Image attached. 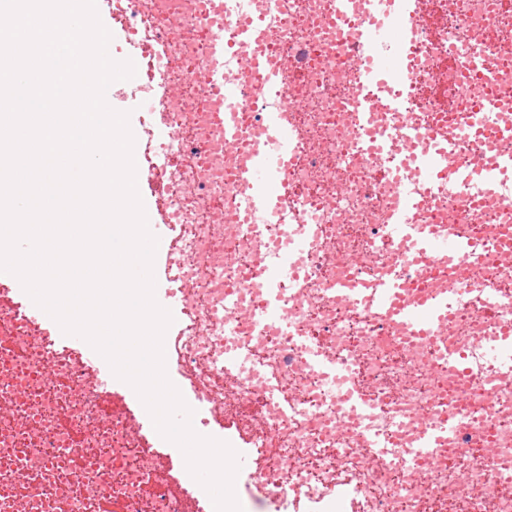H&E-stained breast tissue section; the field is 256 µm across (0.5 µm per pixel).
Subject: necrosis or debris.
<instances>
[{
    "label": "necrosis or debris",
    "instance_id": "4bbe7bcc",
    "mask_svg": "<svg viewBox=\"0 0 512 512\" xmlns=\"http://www.w3.org/2000/svg\"><path fill=\"white\" fill-rule=\"evenodd\" d=\"M224 0V34L244 16L260 17L258 49L288 66L278 87L260 101L245 99L249 131L263 114L288 108L299 133L288 173L294 194L274 212L244 225L238 209L245 188L229 178L236 160L201 163L197 138H215L204 109L202 66L208 31L196 0H103L114 26L151 46L147 76L132 94L150 96L155 115L143 117L134 154L157 165L165 181V213L173 227L165 279L190 284L166 332L167 364L204 402L217 424H230L256 460L250 481L255 512H336L339 489L350 512H512V373L478 358L475 337H495L512 325V264L497 240L512 234L501 205L512 202V173L498 181L499 201L479 203V179L438 182L416 218L426 224H466L483 257L449 268L448 285L463 302L438 339L411 337L355 308L335 286L352 270L376 281L390 268L404 276L397 246L386 233L396 205L379 170L391 156L364 152L352 115L358 33L371 23L367 0ZM436 21L425 36L389 15L385 29L400 40L401 72L381 88L403 99L399 112H380L377 127L441 124L485 99L512 100V6L502 0H425ZM482 48L479 75L452 59ZM321 227L301 259V279L284 307L295 333H258L244 320L227 325L220 310L233 288L242 306L261 299L257 272L300 219ZM498 288L496 321L477 294ZM31 300L0 304V512H207L204 489L189 492L139 434L124 396L104 390L84 365L83 350L59 346L49 321L33 316ZM346 370L372 403L347 417L330 380L307 365L306 341ZM474 357L460 378L440 354L441 343ZM244 350L255 372L221 369L227 345ZM276 388L279 401L268 398ZM466 418L456 441L428 468L409 450L422 425L457 404ZM388 446L374 457V436Z\"/></svg>",
    "mask_w": 512,
    "mask_h": 512
}]
</instances>
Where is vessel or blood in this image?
<instances>
[{
    "label": "vessel or blood",
    "instance_id": "vessel-or-blood-1",
    "mask_svg": "<svg viewBox=\"0 0 512 512\" xmlns=\"http://www.w3.org/2000/svg\"><path fill=\"white\" fill-rule=\"evenodd\" d=\"M368 4L376 16L392 11L415 18L423 8V0H368ZM198 10L201 23L212 30L205 57L208 88L213 101L211 120L220 131L225 150L233 151L242 139V88L224 73V33L213 28L215 21L224 15V0H202ZM359 43L365 64L353 87L357 103L354 120L365 135L363 146L366 151L385 152L391 144H402L400 163L409 164L413 170L436 182L447 180L451 175L463 181L478 176L485 186L490 187L499 173L512 170V154L496 156L491 166L477 175L473 174L465 159L466 154L482 149L484 136L498 135V128L491 125L485 126L483 134H468L452 144L440 142L437 130L430 126L406 124L398 128L374 129L373 112L379 109L396 112L400 109L397 99L380 97L378 89L402 68L403 61L378 28H363L359 33ZM245 65L256 76L255 96L264 95L280 80L278 70L265 56L249 55ZM262 128L261 137L251 143L244 162L234 172L235 179L246 188L239 206L241 212L248 216L273 212L292 190L288 170L295 158L297 130L284 112L265 113ZM137 182L148 185L153 191L152 216L148 220L150 231L159 240H167L170 226L159 217L164 208L162 173L152 166H138ZM395 193L398 205L388 226V234L390 238L409 244L411 267H428L433 280L438 281L447 276L450 263L475 256L474 243L463 226L451 229L444 224L417 223L413 213L418 207V200L413 190L400 183L396 185ZM314 231V226H307L278 253L276 261L262 266L259 280L264 294L249 316L256 332L273 330L284 336L293 333L294 323L283 306V288L297 278L298 259L307 252ZM406 286L402 272L394 269L372 284L361 276H354L343 285L341 292L348 302L371 308L381 320L402 326L417 335L428 336L445 326L450 311L447 289L409 295L405 292ZM510 346L512 332L509 331L490 340L486 352L508 370L512 368V356L506 352ZM308 362L314 371L336 379L342 376L338 365L332 363L318 347H309ZM460 422V413L452 410L424 427L410 450L411 455L420 461H434L441 448L455 437Z\"/></svg>",
    "mask_w": 512,
    "mask_h": 512
}]
</instances>
